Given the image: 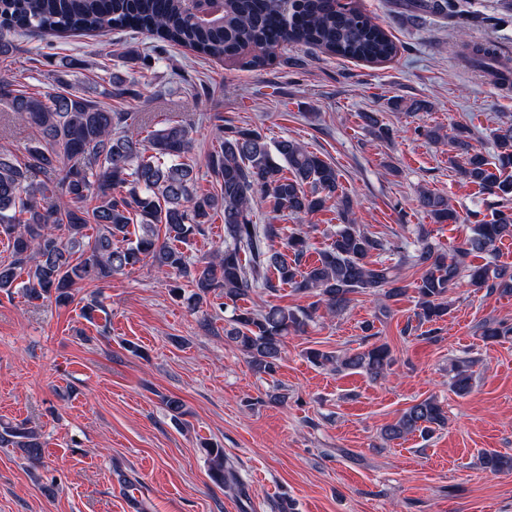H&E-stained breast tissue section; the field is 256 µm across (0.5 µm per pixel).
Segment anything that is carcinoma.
<instances>
[{
  "mask_svg": "<svg viewBox=\"0 0 512 512\" xmlns=\"http://www.w3.org/2000/svg\"><path fill=\"white\" fill-rule=\"evenodd\" d=\"M201 17L190 0H0V58L17 50L16 39L29 35L129 31L155 37L208 58H232L245 50L262 66L289 44L314 47L328 55L369 63L388 61L397 46L387 32L342 0H199ZM416 14L448 17V0H409ZM461 58L471 67L496 75L508 70L485 44L461 41ZM0 104L14 119L36 131L24 146V159L0 149V238L8 240L10 258L0 260V291L19 288L28 301L55 297L67 305L79 284L107 283L144 260L164 273H174L195 289L194 305L214 297L231 309L224 338L249 358L260 374H272L282 359L286 339L301 333L311 312L342 314L351 295L366 291L397 299L409 285L398 268L372 259L383 242L349 218L350 204L339 195L336 167L294 140L270 142L255 129L216 126V146L207 167L219 191L200 193L197 173L187 156L193 149L191 129L181 121L145 131L132 112H114L80 92L28 93L17 81L0 76ZM465 157L461 173L480 192L512 195V123L494 133L495 167L469 143L465 132L453 139ZM270 212L305 216L342 207L344 223L336 225L328 248L310 266L307 232L284 237L275 224L253 221L254 205ZM419 206L440 224L457 222L448 201L422 190ZM218 216L224 224V245L209 259L188 260L178 244L187 245ZM138 234L130 238V226ZM512 237V209L499 210L490 223L476 224L471 235L448 255L424 233L405 258L419 271L414 286L418 322L448 315V289L462 274L476 291L512 294V271L485 263L468 265L469 256L492 255L505 237ZM293 253L288 261L275 241ZM274 270L276 279L262 275ZM287 285L316 298L305 312L266 303L244 306L258 290L270 293ZM512 335V327L485 323L481 337L496 342ZM317 366L336 372H361L372 379L385 376L393 363L390 346L375 341L343 356L319 349L307 351ZM472 362L455 366L453 390H471ZM448 424L433 398L421 400L384 427L387 441L414 434L426 436ZM25 450L40 461L42 442L19 423L0 426V446ZM211 461L210 476L218 485L237 483L224 468V449L203 444ZM485 469L512 473V456L485 451Z\"/></svg>",
  "mask_w": 512,
  "mask_h": 512,
  "instance_id": "cac0c4a2",
  "label": "carcinoma"
}]
</instances>
